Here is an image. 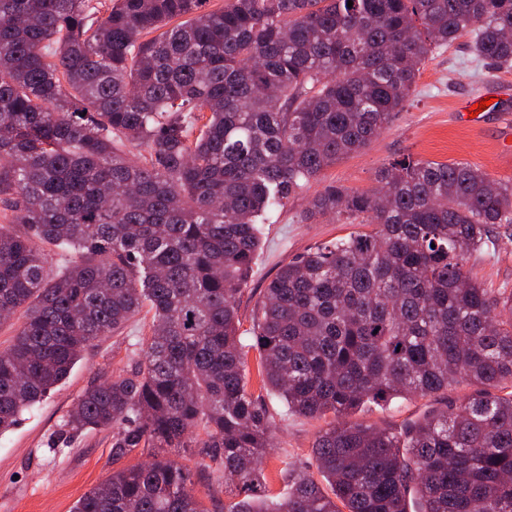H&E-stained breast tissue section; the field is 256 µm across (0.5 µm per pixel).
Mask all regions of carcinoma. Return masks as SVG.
<instances>
[{"label": "carcinoma", "mask_w": 512, "mask_h": 512, "mask_svg": "<svg viewBox=\"0 0 512 512\" xmlns=\"http://www.w3.org/2000/svg\"><path fill=\"white\" fill-rule=\"evenodd\" d=\"M205 2L0 0V312L23 311L0 352V434L146 308L140 363L87 388L67 426L149 461L70 512H208L162 448L224 474V512H408L411 493L420 512H512V291L466 270L512 224V183L417 160L373 194L314 197L310 215L373 229L282 266L250 333L267 390L335 419L313 443L329 491L294 468L271 499L275 421L239 334L263 214L379 135L436 49L470 36L511 69L512 0ZM59 250L73 259L56 271ZM462 380L460 406L400 430L352 420Z\"/></svg>", "instance_id": "1"}]
</instances>
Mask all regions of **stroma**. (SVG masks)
Masks as SVG:
<instances>
[{
    "instance_id": "stroma-1",
    "label": "stroma",
    "mask_w": 512,
    "mask_h": 512,
    "mask_svg": "<svg viewBox=\"0 0 512 512\" xmlns=\"http://www.w3.org/2000/svg\"><path fill=\"white\" fill-rule=\"evenodd\" d=\"M483 93L493 94L495 108L483 123H461L458 111L462 103ZM511 131L512 70L478 61L466 37L437 49L422 65L414 95L378 137L324 169L287 207L269 214L262 226L263 250L241 298L243 328H250L255 302L281 264L309 247L357 231L354 223L308 218L313 198L325 186L333 184L354 192L378 190L380 171L405 158L466 162L493 179L512 182V164L502 162L496 152L497 140ZM495 235L496 243L486 245L467 267L485 287L512 290V235L503 228ZM147 330V321L138 319L121 334L87 348L64 384L43 403L24 412L10 431L0 434V512H70L82 495L129 466V459L113 460L111 432L68 434L63 424L84 389L102 374H125L134 369L140 358L138 344ZM473 390V385L461 382L444 395L367 407L356 418L379 427L400 428L430 411L458 405ZM266 403L277 428L262 467L271 494L278 495L288 490L290 468L314 469L312 445L327 422L289 414L273 395L267 396ZM164 454L183 459L174 448L165 449ZM186 462L205 508L210 510L215 502L223 501V474L196 458Z\"/></svg>"
}]
</instances>
